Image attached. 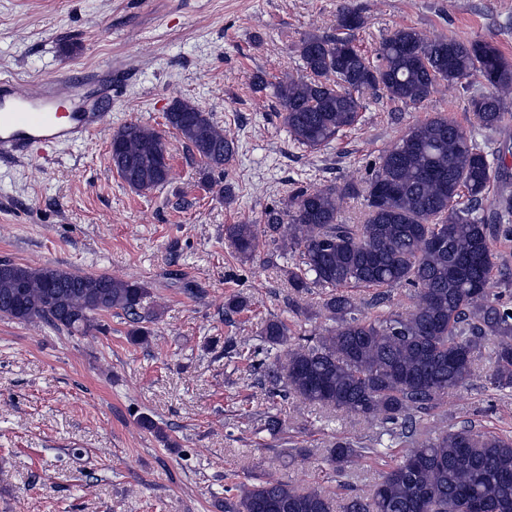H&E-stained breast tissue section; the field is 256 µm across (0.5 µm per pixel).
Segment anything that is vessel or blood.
I'll list each match as a JSON object with an SVG mask.
<instances>
[{
  "instance_id": "obj_1",
  "label": "vessel or blood",
  "mask_w": 512,
  "mask_h": 512,
  "mask_svg": "<svg viewBox=\"0 0 512 512\" xmlns=\"http://www.w3.org/2000/svg\"><path fill=\"white\" fill-rule=\"evenodd\" d=\"M105 115L91 96L63 108L61 92L55 84L39 91L0 79V157L24 160L33 145L49 146L74 142L99 131Z\"/></svg>"
}]
</instances>
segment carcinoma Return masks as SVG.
<instances>
[{"mask_svg":"<svg viewBox=\"0 0 512 512\" xmlns=\"http://www.w3.org/2000/svg\"><path fill=\"white\" fill-rule=\"evenodd\" d=\"M367 24L362 11L344 7L337 33H307L297 44L306 75L285 74L272 89L293 143L316 149L356 126L361 95L417 105L441 85L463 86L481 78L487 91L468 99L477 128H499L512 104V60L492 41L428 38L412 27L391 32L368 59L356 45ZM166 125L181 134L208 171L222 170L235 155L233 136L196 102L173 100ZM111 160L122 180L138 192L167 183L170 164L162 135L131 121L112 134ZM504 166L490 159L473 136L438 115L410 126L378 158L367 182L362 224H341L342 201L358 194L354 184L302 185L282 208L265 213L264 228H226L239 257L256 251L259 234L279 241L299 261L288 267L296 295L324 291V324L291 340L288 326L269 319L261 344L246 355L273 396L284 392L306 403L380 423L385 449L401 447L396 463L372 489L353 497L345 512H467L475 498L488 512H512V439L469 425L426 429L427 418L448 391L473 376L475 354L490 348L488 382L512 389V293L494 288L495 236H512V196L494 201V223L479 212ZM351 288H407L413 305L374 316L358 314ZM144 281L104 273L0 260V318L38 322L69 335L101 329L99 317L121 310L129 340L143 344L156 312L145 308ZM377 448L338 438L327 460L343 474ZM224 512H334L317 488L253 478L226 489Z\"/></svg>","mask_w":512,"mask_h":512,"instance_id":"cac0c4a2","label":"carcinoma"}]
</instances>
